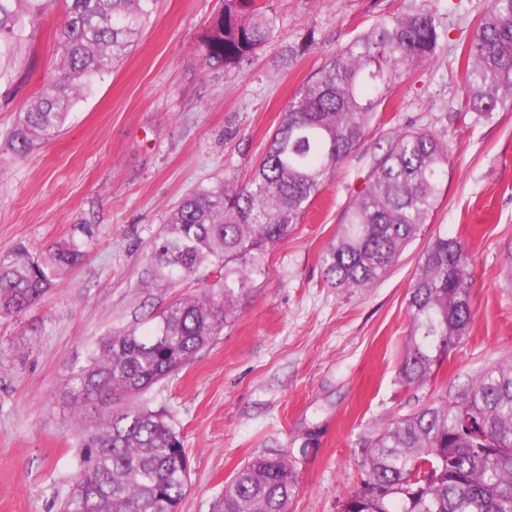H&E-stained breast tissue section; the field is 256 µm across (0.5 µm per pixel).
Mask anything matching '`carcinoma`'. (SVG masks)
<instances>
[{
	"mask_svg": "<svg viewBox=\"0 0 512 512\" xmlns=\"http://www.w3.org/2000/svg\"><path fill=\"white\" fill-rule=\"evenodd\" d=\"M55 35L57 72L18 113L8 136L23 158L64 126L76 98L131 49L156 0H64ZM55 0H0V57L34 28ZM257 0H223L202 44L216 69L242 66L274 37ZM442 32L424 9L383 18L330 54L288 104L244 184L198 189L171 212L154 239L144 288L176 287L203 266L216 280L149 317V327L103 338L72 372L67 402L82 439L64 512H177L188 456L166 414L136 403L178 373L216 337L239 301L268 270L319 193L363 143L403 75L425 64ZM465 55L458 114L475 119L512 109V0H490ZM453 153L426 131H402L376 159L365 188L342 216L323 256L333 288L374 287L428 222ZM87 244L56 245L42 257L19 250L0 261V314L40 302ZM472 257L458 238L436 236L409 291V334L399 376L422 386L472 320ZM298 478L291 456L272 450L249 460L224 487V512H288ZM341 512H512V360L482 370L454 397L390 422L368 446L361 483Z\"/></svg>",
	"mask_w": 512,
	"mask_h": 512,
	"instance_id": "cac0c4a2",
	"label": "carcinoma"
}]
</instances>
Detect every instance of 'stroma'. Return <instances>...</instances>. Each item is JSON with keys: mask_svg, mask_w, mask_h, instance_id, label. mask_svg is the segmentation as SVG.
<instances>
[{"mask_svg": "<svg viewBox=\"0 0 512 512\" xmlns=\"http://www.w3.org/2000/svg\"><path fill=\"white\" fill-rule=\"evenodd\" d=\"M274 37L238 69H215L201 38L220 0H159L128 54L77 101L62 131L25 159L6 135L57 69L56 0L0 59V259L31 255L86 227L88 252L38 305L0 314V512H61L79 449L63 402L72 370L106 334L145 327L148 312L204 287L202 267L175 288L140 286L154 236L178 202L217 179L243 184L292 96L358 32L414 7L434 11L447 37L391 91L360 146L322 186L265 277L212 344L149 392L190 462L178 512H223L224 485L255 455L295 450L289 512H341L363 476L369 440L393 419L452 397L487 365L512 359V110L459 115L462 45L489 0H261ZM316 45L288 50L307 32ZM448 142L454 163L429 221L386 277L365 291L327 284L322 257L342 214L399 131ZM439 235L473 257L468 333L425 386L404 385L400 351L421 252Z\"/></svg>", "mask_w": 512, "mask_h": 512, "instance_id": "35a3bbf8", "label": "stroma"}]
</instances>
